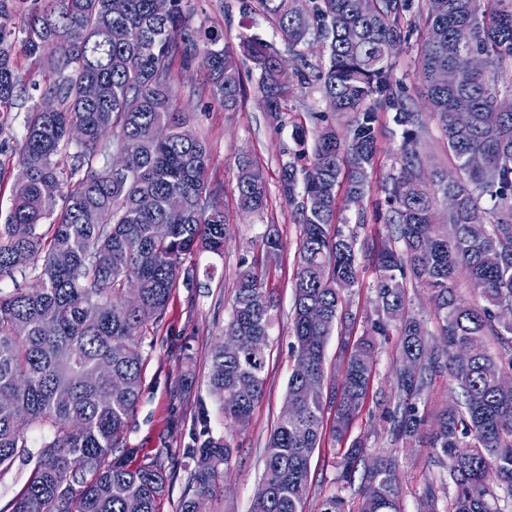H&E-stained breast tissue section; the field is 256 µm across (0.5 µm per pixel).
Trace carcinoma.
Masks as SVG:
<instances>
[{"mask_svg":"<svg viewBox=\"0 0 512 512\" xmlns=\"http://www.w3.org/2000/svg\"><path fill=\"white\" fill-rule=\"evenodd\" d=\"M277 32L295 48L310 38L327 52L316 80L328 108L350 113L347 133L325 128L310 167L298 178L293 164L280 177L281 194L300 213L298 272L294 284L293 367L286 404L264 453L261 484L251 512H305L310 464L326 434L341 441L366 405L375 374L374 337L396 326L400 346L386 421L391 442H419L418 400L446 374L459 389L453 405L437 414L430 437L436 462L454 485L452 512H502L487 485L494 475L512 499V389L499 378L512 358L489 354L485 338L512 349V112L498 101L512 97V0H443L438 11L424 0L420 81L430 115L437 118L454 172L432 170L420 178V134L425 116L413 110L392 80L390 59L408 35L412 0H377L372 13L361 0H259ZM80 27L81 42L67 39ZM26 55L45 73L43 96L54 112L35 106L25 121L19 153L22 180L0 224V469L29 454L27 431L37 428L41 450L12 512H159L168 490L162 465H132L135 449L123 444L144 384L147 329L158 326L175 288L194 281L185 265L196 253L221 254L227 232L224 202L210 189L209 154L198 138L185 139L191 113L175 102L170 84L173 58L198 59L211 97L231 111L241 95V73L223 36L186 33L180 0L165 16L154 0H39L19 33ZM16 33L0 28V112L21 94L14 65ZM240 48L261 71L262 106L278 114L285 92L279 58L267 45L244 40ZM483 65L469 66L472 54ZM465 69L464 79L445 85V69ZM93 84L97 95H84ZM387 100L401 127L399 169L384 188L388 238L378 253L375 318L348 352L343 377L327 380L325 345L350 320L345 291L357 284V232L340 228L338 193L357 208L369 188L376 142L370 101ZM471 122L457 124V113ZM127 154L129 167L112 174V153ZM482 167L469 166L473 155ZM83 172L75 184L66 174ZM237 208L262 210L263 174L249 159L238 163ZM451 199L445 212L435 194ZM478 216L487 234L476 237ZM165 227L163 235L159 227ZM20 273L28 283L16 282ZM483 285V304L469 302L460 282ZM431 291L441 343L410 308L408 285ZM271 300L256 271H239L224 334L236 337L228 353L217 341L210 355L208 385L224 418L248 422L262 398L271 326ZM416 363L406 375L402 366ZM317 383L323 395L305 391ZM333 412L332 425L325 414ZM233 449L208 437L188 449L193 493L179 512H205L224 484ZM396 449L374 457L360 439L337 461L342 479H360L359 512H401L394 474Z\"/></svg>","mask_w":512,"mask_h":512,"instance_id":"carcinoma-1","label":"carcinoma"}]
</instances>
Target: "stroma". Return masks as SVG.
Listing matches in <instances>:
<instances>
[{
	"label": "stroma",
	"instance_id": "obj_1",
	"mask_svg": "<svg viewBox=\"0 0 512 512\" xmlns=\"http://www.w3.org/2000/svg\"><path fill=\"white\" fill-rule=\"evenodd\" d=\"M182 10L194 30H216L224 43L238 50L241 40L253 39L268 44L282 59L290 76L278 116L264 112L259 92L260 72L248 59H241L242 92L237 108L225 111L211 98L206 73L199 63L183 65L175 61L170 81L179 104L192 112L191 129L206 141L210 149L209 184L222 198L229 233L222 254L204 252L193 256L198 281L191 288L174 291L162 323L153 332L148 347V367L144 392L127 431V447L140 449L155 459L170 474V490L160 512H177L179 501L190 486L193 468L185 451L195 446L203 431L226 438L234 448L231 467L224 476L223 488L206 504V512H250L263 471V452L278 417L286 404L288 378L292 371V318L297 252L300 238L299 214L283 198L279 178L283 165L294 160L299 151H313V136L325 126L345 130L350 117L329 110L316 84L299 82L296 71L311 74L324 63L320 45L306 50L297 60L287 43L276 34L263 15L258 0H182ZM412 39L392 58L391 74L400 81L416 111H424V100L417 90L418 55L415 38L424 27L425 16L407 13ZM16 65L27 87L12 112L0 116V215L7 214L19 179V150L28 109L40 100L42 71L23 54H16ZM377 115V153L370 188L364 199L367 223L358 234V287L346 299L352 321L346 332H333L326 345L328 376L342 373L343 343L354 342L370 327L375 295L372 285L377 276L375 253L387 237L381 224L378 202L387 176L397 165L401 130L394 122V110L384 99L373 101ZM305 130L306 144H298L296 130ZM250 158L265 176L269 196L263 211L240 213L236 207L235 187L238 162ZM275 230L281 240L278 255L267 256L261 238L266 230ZM255 268L263 288L273 301L270 347L265 368V391L255 405L246 425L225 420L218 398L207 384L210 351L223 335L233 304V285L239 271ZM376 372L365 410L355 420L350 435L362 439L368 454L387 447L389 436L385 413L389 407L390 381L399 345L397 330L376 339ZM192 372L189 391L180 388L183 372ZM340 442L326 440L322 452L311 460V489L306 512H318L322 499L336 494L346 501L347 512H358L361 494L358 487L339 478L335 464ZM397 485L403 512H424L426 487H434L440 507H447L454 495L448 474L437 465L425 445L398 451Z\"/></svg>",
	"mask_w": 512,
	"mask_h": 512
}]
</instances>
